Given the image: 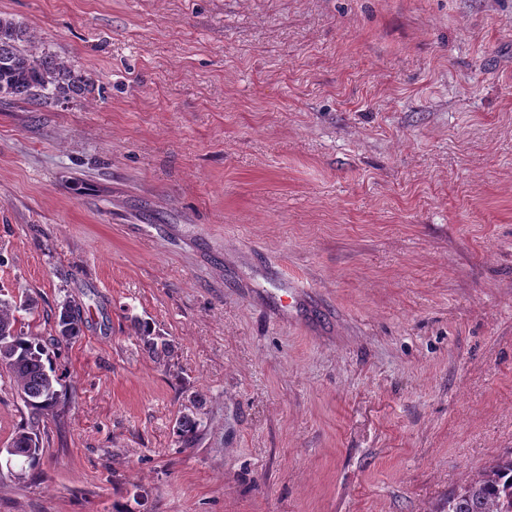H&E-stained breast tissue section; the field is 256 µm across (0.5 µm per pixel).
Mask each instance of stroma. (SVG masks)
Returning a JSON list of instances; mask_svg holds the SVG:
<instances>
[{
    "mask_svg": "<svg viewBox=\"0 0 512 512\" xmlns=\"http://www.w3.org/2000/svg\"><path fill=\"white\" fill-rule=\"evenodd\" d=\"M0 13L95 75L0 104V286L85 321L0 512H448L512 451V0ZM133 328L136 337L142 345V350L149 357L159 362L161 360L164 361L165 357L167 359L170 357L172 344L156 332L149 322L136 319ZM203 406L204 398L201 394L191 395L175 419L173 434L183 449H189L196 440L201 425Z\"/></svg>",
    "mask_w": 512,
    "mask_h": 512,
    "instance_id": "stroma-1",
    "label": "stroma"
}]
</instances>
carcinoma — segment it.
Wrapping results in <instances>:
<instances>
[{"instance_id": "1", "label": "carcinoma", "mask_w": 512, "mask_h": 512, "mask_svg": "<svg viewBox=\"0 0 512 512\" xmlns=\"http://www.w3.org/2000/svg\"><path fill=\"white\" fill-rule=\"evenodd\" d=\"M94 85L92 74L76 68L36 42L29 28L0 14V103L48 106L69 101ZM38 302L28 292L5 296L0 287V367L13 381L29 411V421L12 437L6 448L17 462L22 478L39 473L43 448L40 423L56 416L59 378L50 361L48 346L60 348L75 342L83 333L79 306L66 302L54 314L50 342L25 329L17 313H35ZM134 333L149 357L163 361L172 344L147 321L135 320ZM204 398L196 393L187 399L175 419L173 434L187 449L196 440L201 425ZM448 512H512V452L495 460L468 484L448 494Z\"/></svg>"}]
</instances>
